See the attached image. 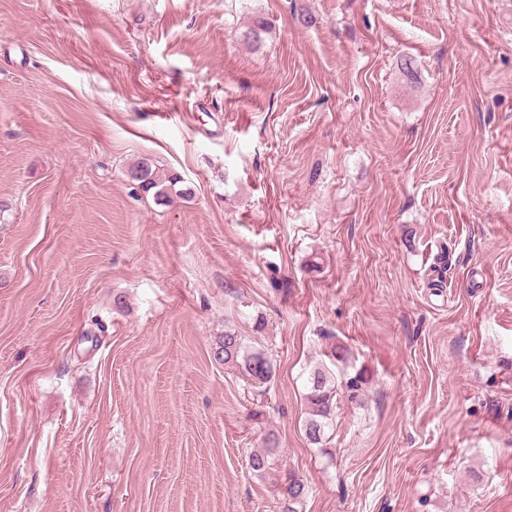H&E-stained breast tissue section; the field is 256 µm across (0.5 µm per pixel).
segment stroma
<instances>
[{
    "instance_id": "1",
    "label": "stroma",
    "mask_w": 512,
    "mask_h": 512,
    "mask_svg": "<svg viewBox=\"0 0 512 512\" xmlns=\"http://www.w3.org/2000/svg\"><path fill=\"white\" fill-rule=\"evenodd\" d=\"M291 474L512 512V0H0V512H283ZM128 173L130 176L133 174L141 175L139 180H135L141 190L147 194L153 191V196L160 202H165L163 199H168L169 191H172L175 185L180 182L177 177L162 178L152 169L147 160L133 164ZM243 336L224 331L220 336L215 354L224 365L235 368L250 386L255 389H267L273 378V363L267 354L259 348L246 343ZM336 377L327 367H315L308 376L307 418L305 434L313 444H320L326 428L332 424L334 399L336 401ZM276 449L275 441L269 440L266 448L252 452L248 459L250 469L258 475L270 469L275 462Z\"/></svg>"
}]
</instances>
